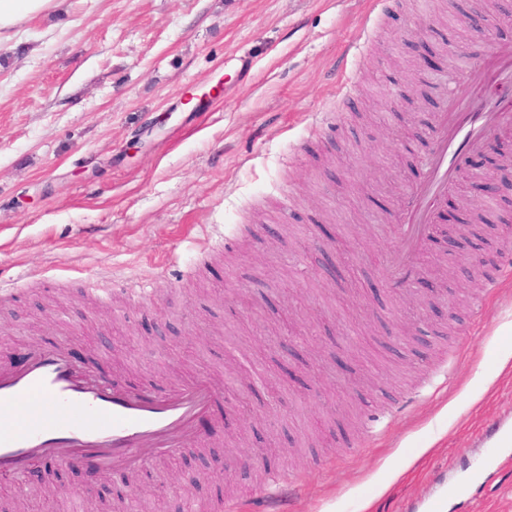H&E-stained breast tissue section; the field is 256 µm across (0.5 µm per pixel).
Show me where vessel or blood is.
<instances>
[{"instance_id":"b4317fda","label":"vessel or blood","mask_w":512,"mask_h":512,"mask_svg":"<svg viewBox=\"0 0 512 512\" xmlns=\"http://www.w3.org/2000/svg\"><path fill=\"white\" fill-rule=\"evenodd\" d=\"M440 93L425 179L398 217L388 271L396 285L417 276L436 204L457 180L458 155L480 152L491 131L512 126V42L494 44L462 83ZM223 400V389L205 377L177 388H129L99 364L75 365L66 346L37 344L22 367L0 370V472L22 474L39 458L103 474L135 471L196 440L197 421ZM510 462L512 450L493 447L470 475Z\"/></svg>"}]
</instances>
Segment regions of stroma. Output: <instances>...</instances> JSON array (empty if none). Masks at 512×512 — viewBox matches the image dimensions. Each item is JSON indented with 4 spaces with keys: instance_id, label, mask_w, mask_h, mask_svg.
Returning <instances> with one entry per match:
<instances>
[{
    "instance_id": "stroma-1",
    "label": "stroma",
    "mask_w": 512,
    "mask_h": 512,
    "mask_svg": "<svg viewBox=\"0 0 512 512\" xmlns=\"http://www.w3.org/2000/svg\"><path fill=\"white\" fill-rule=\"evenodd\" d=\"M429 65L412 30L431 0H63L0 43V367L64 342L132 384L226 385L182 452L94 491L85 468L42 459L1 482L21 512H512V465L444 495L512 414V230L467 242L484 278L425 246L426 288L389 287L387 256L410 186L425 177L436 95L487 45L512 40V0L465 25L451 0ZM351 82L341 99L339 87ZM208 92L207 104L187 101ZM489 137L439 205L468 218ZM348 257L350 286L323 272ZM428 346L388 347L385 332Z\"/></svg>"
}]
</instances>
